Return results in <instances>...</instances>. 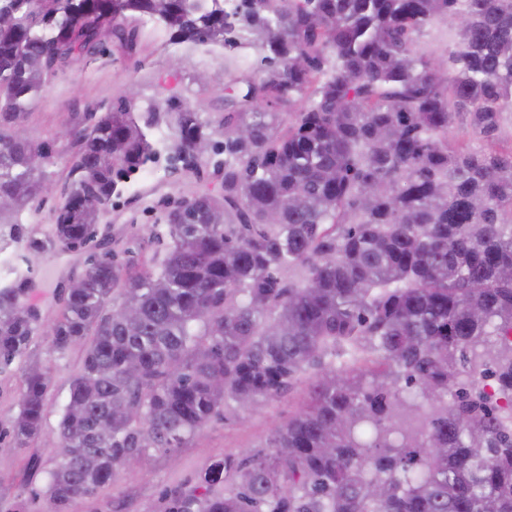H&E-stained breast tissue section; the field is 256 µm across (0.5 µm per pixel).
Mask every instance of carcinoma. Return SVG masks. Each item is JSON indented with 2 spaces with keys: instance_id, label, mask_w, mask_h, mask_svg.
<instances>
[{
  "instance_id": "obj_1",
  "label": "carcinoma",
  "mask_w": 512,
  "mask_h": 512,
  "mask_svg": "<svg viewBox=\"0 0 512 512\" xmlns=\"http://www.w3.org/2000/svg\"><path fill=\"white\" fill-rule=\"evenodd\" d=\"M0 230L37 255L95 236L120 183L166 155L224 154L221 191L169 202L163 251L90 260L51 326L84 347L56 433L48 512L95 497L151 450L182 447L316 371L268 450L214 462L165 512H512V154L448 147L469 113L485 137L512 112V0H0ZM150 19L178 45L262 53L195 106L135 116L124 98L68 131L78 175L46 239L20 233L52 183L24 122L55 72ZM452 23L444 55L419 47ZM306 96L294 112L277 108ZM223 141L212 144L213 136ZM29 278L0 284V366L40 313ZM365 351L372 366L336 358ZM493 378L502 407L477 387ZM51 378L24 373L12 428H43Z\"/></svg>"
}]
</instances>
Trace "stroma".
Returning a JSON list of instances; mask_svg holds the SVG:
<instances>
[{"label":"stroma","mask_w":512,"mask_h":512,"mask_svg":"<svg viewBox=\"0 0 512 512\" xmlns=\"http://www.w3.org/2000/svg\"><path fill=\"white\" fill-rule=\"evenodd\" d=\"M260 58V51L253 48L175 46L163 28L151 25L141 29L136 55H129L112 37L104 41L100 52L58 71L26 122L28 138L50 142L54 175L52 195L36 201L25 215L26 234L38 238L47 234L53 210L70 189L73 146L62 136L67 127L89 125L92 116L108 112L132 86L139 92L137 111H150L169 100H186L197 106L202 118L218 120L224 113L225 85L257 72ZM461 143L511 154L512 112L503 113L500 129L490 139L476 133L469 115L460 114L448 131V144ZM220 186L212 162L200 161L197 170L189 172L160 161L132 175L120 194L113 196L100 216L98 236L109 239L110 249L119 258L149 257L164 247L157 235L164 230L165 202ZM91 254L88 248L70 252L55 247L28 259L17 248L0 249V278L17 266L28 265L27 275L34 285L31 300L38 305L43 323L25 354L0 370L1 435L9 434L18 413L24 368L37 361L51 376L41 438L24 448L0 451V503L17 512H45L47 508L40 493L56 458L54 436L60 411L67 402L70 381L82 366L83 352L78 347L57 349L46 325L59 316L65 288L84 275ZM311 382V373L299 374L284 396L259 410L245 416L225 412L183 447L169 453L149 452L134 472L119 475L97 497L76 501L72 512H162L167 490L194 484L201 472L223 457L245 448L266 447L272 431L307 402Z\"/></svg>","instance_id":"obj_1"}]
</instances>
